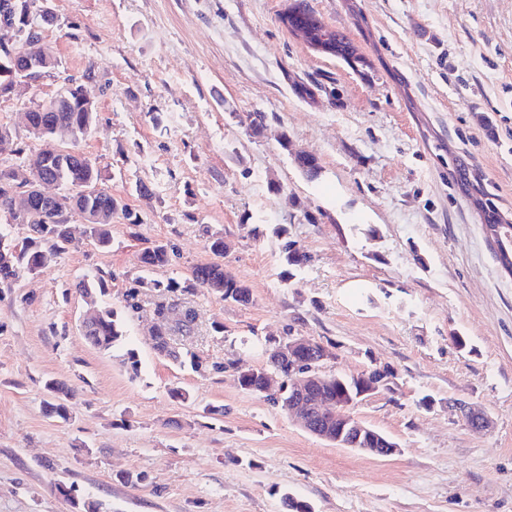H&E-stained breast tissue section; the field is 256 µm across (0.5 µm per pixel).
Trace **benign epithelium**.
<instances>
[{
  "label": "benign epithelium",
  "mask_w": 512,
  "mask_h": 512,
  "mask_svg": "<svg viewBox=\"0 0 512 512\" xmlns=\"http://www.w3.org/2000/svg\"><path fill=\"white\" fill-rule=\"evenodd\" d=\"M54 13L50 0H41L36 11L27 16L28 35L33 38L41 32V16ZM43 65L34 60H24L15 69L16 80L33 82L39 76ZM306 352L315 353L309 369L293 376L294 397L288 403V412L301 427L312 435L338 446H350L355 451L373 457H390L400 448L396 442L365 425L352 414V407L366 398L385 389V381L379 376L365 371L354 377L358 390L347 393L343 401L322 390L324 381L323 365L334 358V354L324 345L310 341L304 336L289 335L267 345L266 353L277 358L294 359Z\"/></svg>",
  "instance_id": "obj_1"
}]
</instances>
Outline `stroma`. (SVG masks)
<instances>
[{"instance_id": "obj_1", "label": "stroma", "mask_w": 512, "mask_h": 512, "mask_svg": "<svg viewBox=\"0 0 512 512\" xmlns=\"http://www.w3.org/2000/svg\"><path fill=\"white\" fill-rule=\"evenodd\" d=\"M289 2L53 0L46 41L66 73H96L81 147L141 223L114 215L111 250L83 240L0 285V512H75L85 499L98 512H287V496L312 512H512V275L448 166L464 157L512 219V0H308L366 58L356 69L289 31ZM59 84L0 101V123L35 146L24 112ZM255 111L269 115L259 137L238 120ZM299 151L319 159V181L294 167ZM139 179L151 201L133 193ZM279 224L311 257L290 281ZM211 232L249 304L144 290L126 310L146 247L173 245L152 276L181 281L213 262ZM85 277L103 278V303L123 311L124 348L82 336ZM162 298L196 310L184 343L200 369L154 351ZM290 332L333 352L328 373L392 370L354 412L398 454L334 446L238 386L236 369L264 366L265 337ZM49 379L76 391L68 419L46 411Z\"/></svg>"}]
</instances>
